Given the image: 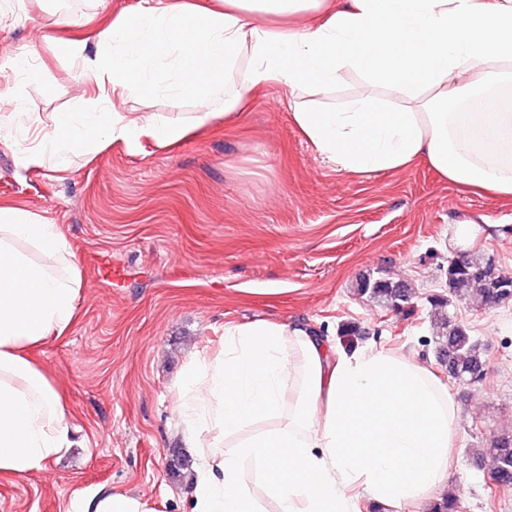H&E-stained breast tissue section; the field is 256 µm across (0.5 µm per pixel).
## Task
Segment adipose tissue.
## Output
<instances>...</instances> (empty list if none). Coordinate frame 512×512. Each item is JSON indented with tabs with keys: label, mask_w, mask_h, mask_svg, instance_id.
Masks as SVG:
<instances>
[{
	"label": "adipose tissue",
	"mask_w": 512,
	"mask_h": 512,
	"mask_svg": "<svg viewBox=\"0 0 512 512\" xmlns=\"http://www.w3.org/2000/svg\"><path fill=\"white\" fill-rule=\"evenodd\" d=\"M65 50L85 70L80 98L111 109L54 115L45 148H17L21 167L50 153L65 170L75 151L114 142L171 149L216 119V98L233 120L267 88L324 92L354 72L363 87L343 106H291L335 170L422 160L461 189L512 195V113L448 109L506 79L512 0H137ZM155 93L194 96L201 110L188 123L125 111ZM81 279L59 225L0 205V475L41 474L72 446L66 400L29 352L75 325ZM176 409L202 460L192 512H264L266 499L276 512H350L358 487L401 512L443 495L452 464L457 410L427 368L382 350L343 356L286 323L225 324Z\"/></svg>",
	"instance_id": "1"
}]
</instances>
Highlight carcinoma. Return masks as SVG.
Masks as SVG:
<instances>
[{
    "label": "carcinoma",
    "mask_w": 512,
    "mask_h": 512,
    "mask_svg": "<svg viewBox=\"0 0 512 512\" xmlns=\"http://www.w3.org/2000/svg\"><path fill=\"white\" fill-rule=\"evenodd\" d=\"M486 259L479 253L469 257L466 267L448 264V292L453 301H462L471 295L487 307H494L507 298V294L500 292L506 287L512 290V278L508 284L491 276L486 270ZM359 294H368L370 297L397 307V303L408 304L411 301V292L403 281H371L367 278L358 284ZM436 329L437 347L436 357L441 365L445 366L449 375L461 380L469 378L474 372L484 367V354L467 329L455 322L448 314H443L434 322ZM479 455L489 459L491 475L506 488H512V433H501L490 441L487 448L480 450ZM459 499L456 495L448 493L439 499L430 501L426 507L427 512H458Z\"/></svg>",
    "instance_id": "obj_1"
}]
</instances>
